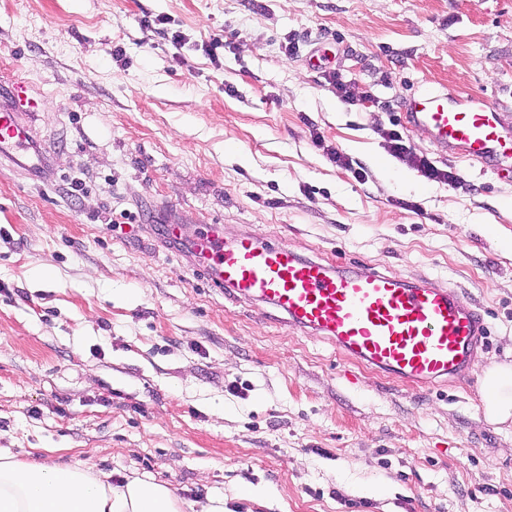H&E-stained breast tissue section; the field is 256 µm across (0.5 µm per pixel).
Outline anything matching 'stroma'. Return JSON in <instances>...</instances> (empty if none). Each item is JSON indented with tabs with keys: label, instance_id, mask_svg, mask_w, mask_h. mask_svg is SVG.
I'll use <instances>...</instances> for the list:
<instances>
[{
	"label": "stroma",
	"instance_id": "stroma-1",
	"mask_svg": "<svg viewBox=\"0 0 512 512\" xmlns=\"http://www.w3.org/2000/svg\"><path fill=\"white\" fill-rule=\"evenodd\" d=\"M18 80L52 174L0 168V450L154 477L185 512L512 505V423L485 422L481 386L512 363V174L403 117L444 85L512 123V0H0ZM394 129L461 182L393 157ZM171 220L455 289L488 327L475 369L427 389L348 362L206 286L156 240Z\"/></svg>",
	"mask_w": 512,
	"mask_h": 512
}]
</instances>
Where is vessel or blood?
Instances as JSON below:
<instances>
[{
  "instance_id": "vessel-or-blood-1",
  "label": "vessel or blood",
  "mask_w": 512,
  "mask_h": 512,
  "mask_svg": "<svg viewBox=\"0 0 512 512\" xmlns=\"http://www.w3.org/2000/svg\"><path fill=\"white\" fill-rule=\"evenodd\" d=\"M39 106L25 82L0 86V163L42 181L50 163L32 125ZM404 118L458 158L496 172L512 168V128L483 97L458 101L429 89ZM161 236L210 287L282 315L289 328L330 341L348 360L396 383L431 388L469 373L487 334L478 310L430 281L306 257L255 236L228 241L220 224L203 225L192 238L182 225L165 224Z\"/></svg>"
}]
</instances>
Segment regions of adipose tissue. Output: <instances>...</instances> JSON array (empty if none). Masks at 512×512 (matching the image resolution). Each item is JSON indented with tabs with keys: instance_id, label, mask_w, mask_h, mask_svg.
Here are the masks:
<instances>
[{
	"instance_id": "adipose-tissue-1",
	"label": "adipose tissue",
	"mask_w": 512,
	"mask_h": 512,
	"mask_svg": "<svg viewBox=\"0 0 512 512\" xmlns=\"http://www.w3.org/2000/svg\"><path fill=\"white\" fill-rule=\"evenodd\" d=\"M484 420L512 421V365L482 376ZM0 512H184L173 491L153 478L112 483L80 463L28 462L0 452Z\"/></svg>"
}]
</instances>
